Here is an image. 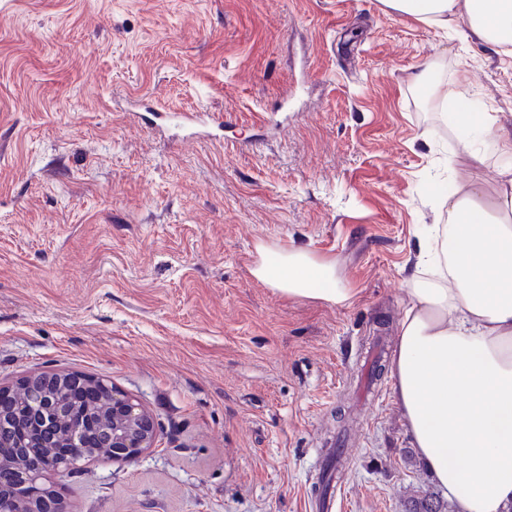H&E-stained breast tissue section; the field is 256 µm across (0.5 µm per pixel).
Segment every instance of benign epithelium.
Masks as SVG:
<instances>
[{
  "instance_id": "benign-epithelium-1",
  "label": "benign epithelium",
  "mask_w": 512,
  "mask_h": 512,
  "mask_svg": "<svg viewBox=\"0 0 512 512\" xmlns=\"http://www.w3.org/2000/svg\"><path fill=\"white\" fill-rule=\"evenodd\" d=\"M51 384L57 386L55 396L47 393ZM80 385L92 392V409L84 421L71 426L64 436L67 451L52 453L34 461L18 454L17 488L31 492L35 487L50 486L55 480L81 468V463L93 458L90 450L96 444H107L112 449V460L125 462L139 457L153 447L158 424L145 408L100 377L74 372H43L28 377L21 383L19 399L25 411L50 440H55V425L70 415L67 392ZM30 512H67L64 500L50 488L31 505Z\"/></svg>"
}]
</instances>
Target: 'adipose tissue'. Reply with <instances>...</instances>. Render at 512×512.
Listing matches in <instances>:
<instances>
[{"instance_id": "obj_1", "label": "adipose tissue", "mask_w": 512, "mask_h": 512, "mask_svg": "<svg viewBox=\"0 0 512 512\" xmlns=\"http://www.w3.org/2000/svg\"><path fill=\"white\" fill-rule=\"evenodd\" d=\"M391 10L448 29L464 21L477 41L512 54V0H383ZM458 150L475 154L488 112L452 95ZM498 188L454 185L448 221L406 279L410 298L391 366L392 393L428 474L454 512H512V136L497 139ZM256 279L291 298L351 303L336 263L301 248L269 259Z\"/></svg>"}]
</instances>
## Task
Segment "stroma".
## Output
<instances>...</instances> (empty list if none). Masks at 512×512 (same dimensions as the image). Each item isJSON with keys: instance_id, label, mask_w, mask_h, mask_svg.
I'll return each mask as SVG.
<instances>
[{"instance_id": "35a3bbf8", "label": "stroma", "mask_w": 512, "mask_h": 512, "mask_svg": "<svg viewBox=\"0 0 512 512\" xmlns=\"http://www.w3.org/2000/svg\"><path fill=\"white\" fill-rule=\"evenodd\" d=\"M451 89L497 117L485 161L454 151ZM144 96L221 127L183 141ZM503 132L512 56L382 0H0V387L78 371L159 425L57 480L68 512H311L335 440L331 512L447 500L368 352ZM260 242L335 260L353 302L275 293Z\"/></svg>"}]
</instances>
